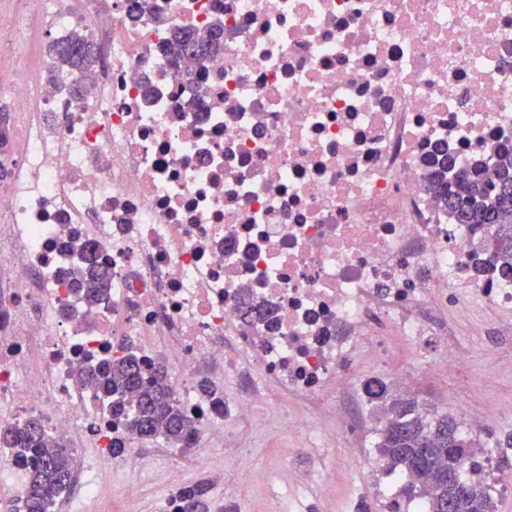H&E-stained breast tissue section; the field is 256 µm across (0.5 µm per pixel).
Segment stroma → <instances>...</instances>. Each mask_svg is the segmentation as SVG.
Here are the masks:
<instances>
[{"label":"stroma","mask_w":512,"mask_h":512,"mask_svg":"<svg viewBox=\"0 0 512 512\" xmlns=\"http://www.w3.org/2000/svg\"><path fill=\"white\" fill-rule=\"evenodd\" d=\"M512 318L489 310L479 319L452 322L451 340L468 355V368L460 374L420 375L412 387L395 382V391L411 390L426 407L444 411L449 398L464 401L471 409L467 432L478 440L479 453H486L483 434L503 442L512 436V337L500 348L492 342ZM269 426L254 430L251 423H235V436L216 440L210 450L215 468L234 467L241 494L226 497L224 487L210 483L213 507L220 512H353L360 507V490L368 481L366 464L376 457L375 446L341 434L327 412L292 399L285 409L262 406ZM300 467L308 474L302 485L270 484L268 475L280 468ZM102 467L112 480L104 484L94 512H163L166 499L179 489L205 479L180 455L171 458L146 456L134 464L123 458L106 459ZM143 487L135 502H127L124 487Z\"/></svg>","instance_id":"stroma-1"}]
</instances>
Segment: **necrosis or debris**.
Instances as JSON below:
<instances>
[{
    "label": "necrosis or debris",
    "mask_w": 512,
    "mask_h": 512,
    "mask_svg": "<svg viewBox=\"0 0 512 512\" xmlns=\"http://www.w3.org/2000/svg\"><path fill=\"white\" fill-rule=\"evenodd\" d=\"M36 3L0 15V431L63 439L78 496L112 444L145 452L83 378L106 360L166 369L186 455L212 469L207 442L265 427L270 391L342 394L361 428L376 368L407 352L464 370L450 316L475 298L512 314L494 227L453 223L429 189L440 154L487 171L512 147V0H140L135 19L127 0ZM217 18L219 55L166 56L171 29ZM37 30L94 43L86 98L28 72ZM86 246L110 273L95 307L73 275Z\"/></svg>",
    "instance_id": "1"
}]
</instances>
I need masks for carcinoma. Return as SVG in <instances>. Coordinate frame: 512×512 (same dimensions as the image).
Instances as JSON below:
<instances>
[{
  "mask_svg": "<svg viewBox=\"0 0 512 512\" xmlns=\"http://www.w3.org/2000/svg\"><path fill=\"white\" fill-rule=\"evenodd\" d=\"M214 33L203 39L192 30L173 31L166 52L174 57H205L217 54L224 46V23L213 24ZM92 43L81 34L56 39L48 47L51 58L50 81L68 78L69 91L81 96L90 90L96 77L98 57ZM10 139L8 126H0V180L9 176L6 154ZM453 161H437L432 173L433 187L457 224L481 227L493 224L505 230V238L496 240L494 258L512 267V152L498 155L495 180L463 171L448 180ZM80 280L85 284V297L90 305L101 301L108 276L96 268L92 254L86 256V266ZM92 382L112 403V409L126 416L128 430L141 439L163 435L178 446L194 434L193 423L176 403L167 375L159 368L148 379L143 377L140 364L133 356L109 362L95 374ZM373 400L385 409L386 421L379 431L377 448L388 465L411 474L407 485L409 497L425 499L427 512H441L442 501L454 498L457 512H489L491 499L478 486L463 479L466 492L458 493L451 474H462V463L473 457L474 440L460 429L455 418L419 405L414 398H394L387 387L372 391ZM0 442L11 445L15 453L33 462L29 473L23 512H51L68 491L74 457L61 442L48 439L41 425L29 422L18 431L0 433ZM209 488L200 481L181 489L176 498L190 499L193 512H210Z\"/></svg>",
  "mask_w": 512,
  "mask_h": 512,
  "instance_id": "obj_1",
  "label": "carcinoma"
}]
</instances>
